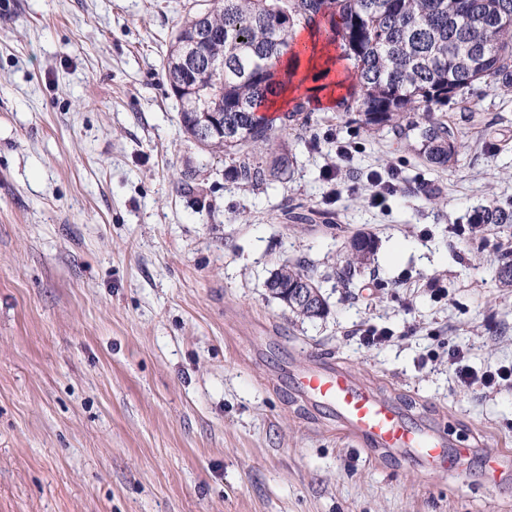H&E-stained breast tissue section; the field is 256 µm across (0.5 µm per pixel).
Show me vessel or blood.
Masks as SVG:
<instances>
[{
    "mask_svg": "<svg viewBox=\"0 0 512 512\" xmlns=\"http://www.w3.org/2000/svg\"><path fill=\"white\" fill-rule=\"evenodd\" d=\"M292 376L299 396L329 410L349 438L404 459L435 466L446 463L448 442L436 428L412 419L399 404L380 397L349 370L312 364L293 371Z\"/></svg>",
    "mask_w": 512,
    "mask_h": 512,
    "instance_id": "obj_1",
    "label": "vessel or blood"
}]
</instances>
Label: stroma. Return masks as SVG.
<instances>
[{"label": "stroma", "instance_id": "1", "mask_svg": "<svg viewBox=\"0 0 512 512\" xmlns=\"http://www.w3.org/2000/svg\"><path fill=\"white\" fill-rule=\"evenodd\" d=\"M210 0H0V512H512V225L450 236L512 199V92L448 104L457 161L428 166L355 113L282 133L294 174L260 187L181 131L166 75ZM350 142L338 160L337 142ZM398 170L374 206L371 172ZM338 170L331 178L329 170ZM378 249L336 280L357 231ZM299 262L327 302L295 317L266 282ZM366 322L390 342L362 343ZM353 371L473 447L426 470L367 451L289 367ZM448 356L449 364L455 366V377L461 385L495 389L512 383V367L510 366H500L479 373L473 368L462 364L466 358V353L462 348L456 347L449 350Z\"/></svg>", "mask_w": 512, "mask_h": 512}]
</instances>
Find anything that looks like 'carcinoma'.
Segmentation results:
<instances>
[{"mask_svg": "<svg viewBox=\"0 0 512 512\" xmlns=\"http://www.w3.org/2000/svg\"><path fill=\"white\" fill-rule=\"evenodd\" d=\"M208 22L224 31L209 44L208 56L222 65L217 81H203L191 95L202 108L224 103V136L199 141L204 151L222 152L237 175L257 186L290 175L288 155L268 167L257 152L270 151L278 138L263 113L271 99L296 76L294 68L272 67L291 51L297 26L325 20L323 34L338 44V59L347 62L353 82L346 89V110L358 108L361 124L416 135L418 154L432 167L459 156L458 135L442 107L476 82L512 87V0H213ZM182 43L173 41L167 77L175 87L182 73ZM199 113L181 107L185 134L197 136ZM478 225L512 224V202H492L473 218ZM376 241L358 233L348 246L345 265L337 272L344 285L373 256ZM495 279L512 288V260L496 267ZM270 281L298 283L314 295V307L288 304L304 319L327 311L315 275L288 265Z\"/></svg>", "mask_w": 512, "mask_h": 512, "instance_id": "1", "label": "carcinoma"}]
</instances>
